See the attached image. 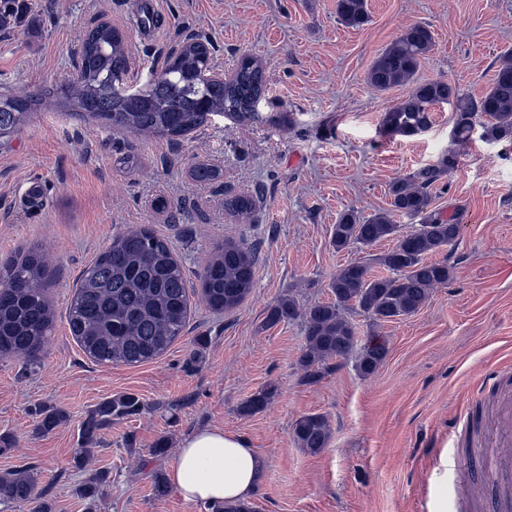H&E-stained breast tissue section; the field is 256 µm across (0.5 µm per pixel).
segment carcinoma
I'll return each instance as SVG.
<instances>
[{
	"label": "carcinoma",
	"instance_id": "cac0c4a2",
	"mask_svg": "<svg viewBox=\"0 0 512 512\" xmlns=\"http://www.w3.org/2000/svg\"><path fill=\"white\" fill-rule=\"evenodd\" d=\"M336 17L350 28L367 24L366 0H336ZM433 47L430 26L415 24L374 59L366 74L373 89L384 92L412 83L407 96L383 113V127L402 136L425 132L433 122L432 108L446 99L455 104L456 137L467 138L479 122L483 137L512 142V52L501 56L490 89L473 99L461 96L446 80L416 78ZM81 50L83 66L74 81L34 94L0 96L1 141L16 135L43 99L50 97L64 99L70 111L88 115L100 125L170 142L205 126L217 114L241 123L263 120L257 106L266 90L264 71L250 57L242 58L231 79L203 84L200 72L211 63L210 50L202 42L187 43L167 58L162 72L137 96L130 97L123 87L130 75L124 37L100 24L85 33ZM453 165L454 156L443 155L389 185L393 211L418 224L375 258L389 275L371 277L365 264L351 263L328 284L333 301L302 311L288 295L269 308L263 323L266 328L297 319L304 323L305 345L298 360L303 383H319L330 371L331 360L345 359L354 352L355 367L364 376L375 373L386 361L389 348L382 339L373 337L356 347L357 328L346 311L357 307L376 323L397 320L417 313L433 288L448 284V260L431 261L429 256L454 245L464 223V208H456L445 218L433 207V189ZM258 198V191L235 195L225 200V207L238 216L248 214ZM397 232L388 214L365 217L352 208L336 219L331 245L338 251L354 244L372 246ZM256 264V252L245 242L218 247L202 275L205 303L224 312L236 309L254 288ZM1 277L16 287L0 292V355L36 361L52 329L45 293L46 262L40 254L21 255L0 271ZM188 315L189 291L181 264L166 239L143 228L116 236L83 270L67 321L83 352L94 361L139 365L161 357L172 347L183 335ZM274 392L269 387L254 394L240 405V414L262 412ZM143 408L133 393L102 400L82 422L81 440L85 444L96 441L99 431L112 420L137 415ZM38 415L41 433L65 420V414L53 408H41ZM292 434L299 448L317 455L329 445L331 426L325 415L307 414L295 421ZM109 484V473L98 471L79 485L76 493L92 506ZM35 488L33 468L23 465L0 475V502L29 505L31 512H50L49 503Z\"/></svg>",
	"mask_w": 512,
	"mask_h": 512
}]
</instances>
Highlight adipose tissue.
Wrapping results in <instances>:
<instances>
[{
  "mask_svg": "<svg viewBox=\"0 0 512 512\" xmlns=\"http://www.w3.org/2000/svg\"><path fill=\"white\" fill-rule=\"evenodd\" d=\"M262 469V458L246 438L204 425L179 441L168 480L185 501L237 504L253 496Z\"/></svg>",
  "mask_w": 512,
  "mask_h": 512,
  "instance_id": "1",
  "label": "adipose tissue"
}]
</instances>
